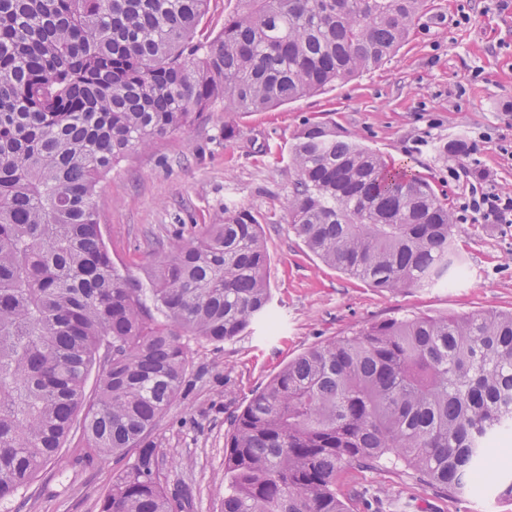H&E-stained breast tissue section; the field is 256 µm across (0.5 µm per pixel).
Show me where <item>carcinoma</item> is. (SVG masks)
I'll return each instance as SVG.
<instances>
[{"label": "carcinoma", "instance_id": "cac0c4a2", "mask_svg": "<svg viewBox=\"0 0 512 512\" xmlns=\"http://www.w3.org/2000/svg\"><path fill=\"white\" fill-rule=\"evenodd\" d=\"M242 2L202 42L208 0H0V503L77 428L89 458L137 449L99 512L183 509L149 436L187 385L183 335L218 345L269 315L260 222L224 207L144 285L112 262L96 186L218 103L266 110L381 64L425 6ZM290 159L288 223L324 264L390 292L453 279L454 215L427 180L325 121ZM511 435L512 313L393 317L307 349L234 416L223 512H354L368 490L337 488L346 467L479 492Z\"/></svg>", "mask_w": 512, "mask_h": 512}]
</instances>
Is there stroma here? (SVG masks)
I'll list each match as a JSON object with an SVG mask.
<instances>
[{"mask_svg": "<svg viewBox=\"0 0 512 512\" xmlns=\"http://www.w3.org/2000/svg\"><path fill=\"white\" fill-rule=\"evenodd\" d=\"M327 120L357 135L389 162L408 164L451 209L463 265L446 285L389 293L324 266L289 228L297 173L289 159L307 120ZM462 141L450 154L443 143ZM512 195V0H427L410 37L382 66L326 91L265 112L195 118L185 130L128 154L98 186L106 245L119 268L146 282L177 234L217 223L225 206L256 215L269 255L271 321L217 346L188 336V385L151 434L159 478L186 494L190 512H222L224 441L230 420L288 362L306 349L371 323L419 316L512 311V223L485 220L469 206L475 181ZM81 432L27 493L0 512H99L123 459L87 458ZM495 460L488 489L439 498L410 469H343L341 491L368 487L358 512H512L499 495Z\"/></svg>", "mask_w": 512, "mask_h": 512, "instance_id": "obj_1", "label": "stroma"}]
</instances>
